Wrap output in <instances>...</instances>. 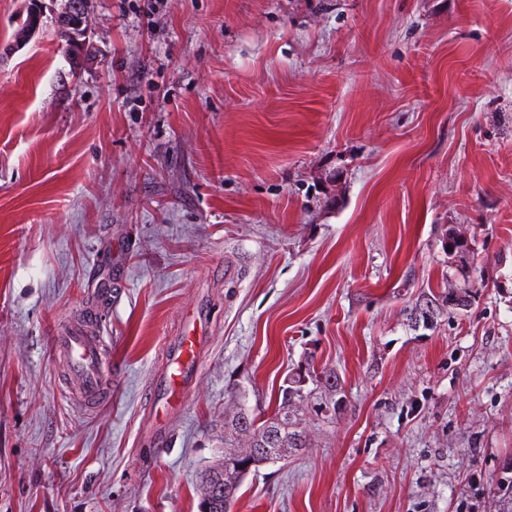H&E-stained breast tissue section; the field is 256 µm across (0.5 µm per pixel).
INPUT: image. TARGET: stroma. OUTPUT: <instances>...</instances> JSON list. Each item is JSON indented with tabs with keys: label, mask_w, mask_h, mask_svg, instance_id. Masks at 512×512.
<instances>
[{
	"label": "stroma",
	"mask_w": 512,
	"mask_h": 512,
	"mask_svg": "<svg viewBox=\"0 0 512 512\" xmlns=\"http://www.w3.org/2000/svg\"><path fill=\"white\" fill-rule=\"evenodd\" d=\"M62 2L0 57V512H200L225 412L309 367L233 512H506L512 0H88L76 71ZM77 319L107 403L53 354Z\"/></svg>",
	"instance_id": "stroma-1"
}]
</instances>
